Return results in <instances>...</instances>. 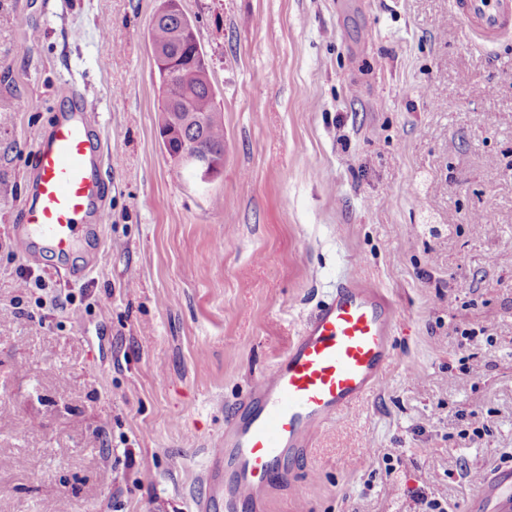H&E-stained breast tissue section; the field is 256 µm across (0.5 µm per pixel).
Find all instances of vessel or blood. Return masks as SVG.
Masks as SVG:
<instances>
[{
    "mask_svg": "<svg viewBox=\"0 0 512 512\" xmlns=\"http://www.w3.org/2000/svg\"><path fill=\"white\" fill-rule=\"evenodd\" d=\"M469 31L489 45L512 36V0H454ZM86 100L60 114L34 147L36 178L15 235L66 257L98 212L102 140ZM397 309L387 291L351 273L305 318L288 350L249 386L207 450L195 512H269L275 491L292 483L318 433L381 382L394 352ZM464 512H512V466L479 473Z\"/></svg>",
    "mask_w": 512,
    "mask_h": 512,
    "instance_id": "b4317fda",
    "label": "vessel or blood"
}]
</instances>
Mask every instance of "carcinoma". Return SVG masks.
<instances>
[{
	"instance_id": "obj_1",
	"label": "carcinoma",
	"mask_w": 512,
	"mask_h": 512,
	"mask_svg": "<svg viewBox=\"0 0 512 512\" xmlns=\"http://www.w3.org/2000/svg\"><path fill=\"white\" fill-rule=\"evenodd\" d=\"M179 28L192 31L194 24L184 13L167 15L153 24L149 39L152 45L164 48L173 59L181 62L183 93L204 125L202 146L218 153L224 149V115L215 102L216 93L209 79L208 67L202 63L205 55L200 43L196 40L185 44L175 41L173 32ZM157 71L161 93L159 129L164 132L172 126L169 85L165 69L159 67Z\"/></svg>"
}]
</instances>
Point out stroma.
Returning a JSON list of instances; mask_svg holds the SVG:
<instances>
[{"label":"stroma","mask_w":512,"mask_h":512,"mask_svg":"<svg viewBox=\"0 0 512 512\" xmlns=\"http://www.w3.org/2000/svg\"><path fill=\"white\" fill-rule=\"evenodd\" d=\"M161 3L0 0V512H192L225 407L349 272L395 304L394 355L272 512H463L461 467L512 465V38L453 0H180L224 112L201 188L159 135ZM71 83L105 221L26 255Z\"/></svg>","instance_id":"35a3bbf8"}]
</instances>
